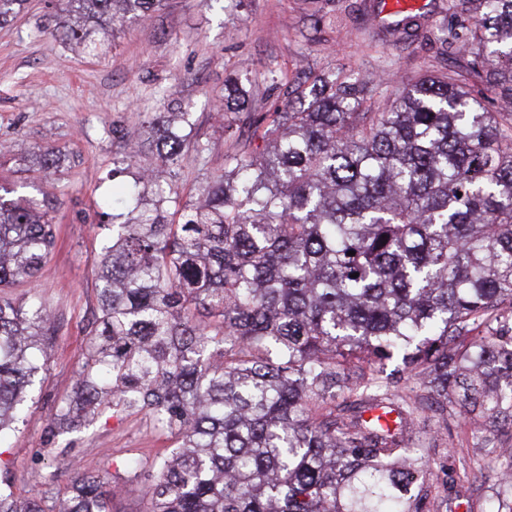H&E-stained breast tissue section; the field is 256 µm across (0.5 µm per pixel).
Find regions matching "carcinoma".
Wrapping results in <instances>:
<instances>
[{
	"instance_id": "1",
	"label": "carcinoma",
	"mask_w": 512,
	"mask_h": 512,
	"mask_svg": "<svg viewBox=\"0 0 512 512\" xmlns=\"http://www.w3.org/2000/svg\"><path fill=\"white\" fill-rule=\"evenodd\" d=\"M26 0H0V24ZM164 0H65L62 40L105 51L97 28ZM453 68L371 84L344 71L300 83L250 113L241 146L224 118V170L167 220L157 182L181 165L187 113L159 93L147 151L98 255L100 316L53 443L106 409L148 413L177 438L147 481L146 512H430L460 498L427 454L433 420L465 415L493 448L491 512H512V0H448ZM419 35L416 17L396 23ZM237 110L252 105L227 88ZM50 199L0 195V288L31 284L54 244ZM355 255L350 256L348 252ZM358 277H352V274ZM51 314L0 297V432L45 368ZM396 415L385 426L369 414ZM67 491L0 512H112L109 472L74 468Z\"/></svg>"
}]
</instances>
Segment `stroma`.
<instances>
[{
	"label": "stroma",
	"mask_w": 512,
	"mask_h": 512,
	"mask_svg": "<svg viewBox=\"0 0 512 512\" xmlns=\"http://www.w3.org/2000/svg\"><path fill=\"white\" fill-rule=\"evenodd\" d=\"M374 0H166L161 10L127 20L106 54L87 56L51 36L48 0H28L10 23L0 26V186L16 195L56 194L55 245L34 288L52 314L51 360L30 392L23 418L0 442V481L22 497H41L47 476L65 489L69 469L58 466L44 429L55 405L73 394L82 364L88 324L98 313L94 258L107 229L97 214L107 202L124 212L110 176L112 160L128 150L113 138L116 125L129 127L156 110L158 91L173 88L197 137L208 140L206 159L186 148L176 174H160L178 202L195 197L207 177L224 167L228 148L217 113L224 82L234 78L252 92V109L269 112L283 101L281 89L265 82L266 68L282 80L340 69L368 79H394L453 64L434 34L448 18V0H426L420 23L427 35L396 39L373 20ZM58 151L56 169L36 170V152ZM24 285L0 290L18 300ZM70 460L108 470L117 482L146 478L154 461L170 453L174 440L142 412L109 409L80 431L62 436ZM464 453L467 476L459 504L439 512H487L493 495L481 474L483 452L472 447L452 415L438 426L431 456L448 462L449 449Z\"/></svg>",
	"instance_id": "obj_1"
}]
</instances>
